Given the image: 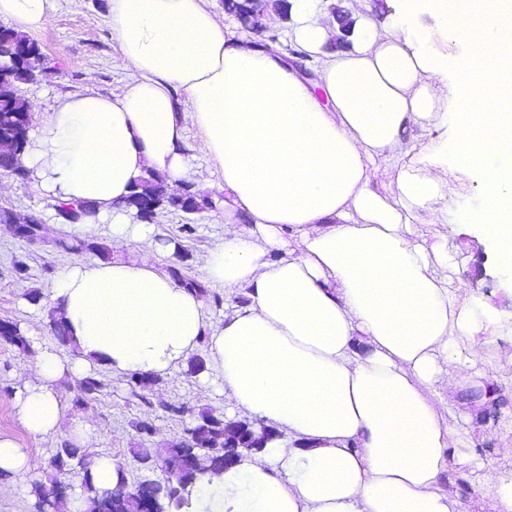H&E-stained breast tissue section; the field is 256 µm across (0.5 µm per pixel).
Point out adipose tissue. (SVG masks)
<instances>
[{
  "label": "adipose tissue",
  "instance_id": "ef3b65f1",
  "mask_svg": "<svg viewBox=\"0 0 512 512\" xmlns=\"http://www.w3.org/2000/svg\"><path fill=\"white\" fill-rule=\"evenodd\" d=\"M109 2L135 80L61 100L22 162L47 196L95 207L78 236L106 220L115 248L149 243L153 225L124 201L148 174L171 186L190 176L188 112L224 182V239L200 263L247 302L216 324L149 259L65 264L51 300L76 349H37L15 389L19 426L90 447L61 380L98 365L164 375L205 337L230 410L281 436L206 471L179 512H470L446 486L451 464L470 461L469 417L442 393L489 401L474 366L501 316L451 275L447 239L416 226L447 223L449 171L478 173L484 204L465 221L512 268V0H443L437 35L464 43L453 72L410 5L381 24L361 18L342 48L320 0H288V39L318 62L309 73L209 0ZM55 11V0H0L21 32ZM413 130L438 137L419 150ZM382 162L398 169L385 194L372 187Z\"/></svg>",
  "mask_w": 512,
  "mask_h": 512
}]
</instances>
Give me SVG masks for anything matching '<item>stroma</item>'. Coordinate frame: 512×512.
Returning a JSON list of instances; mask_svg holds the SVG:
<instances>
[{
  "label": "stroma",
  "mask_w": 512,
  "mask_h": 512,
  "mask_svg": "<svg viewBox=\"0 0 512 512\" xmlns=\"http://www.w3.org/2000/svg\"><path fill=\"white\" fill-rule=\"evenodd\" d=\"M56 4L53 24L31 35L47 57V68L37 81L18 86L19 94L29 104L30 126L34 129L61 99L85 92L109 97L121 93L134 78L133 71L116 65L119 46L108 22V0H82L77 6L71 0H56ZM7 181L10 188L0 193V210L19 217L39 214L46 228L38 239L28 242L17 237L9 225L0 226V321L18 325L24 335L34 337L36 345L53 349L57 342L50 330L49 314L57 273L64 264L89 262L93 256L60 247V240L70 238L71 232L57 215L56 200L44 196L32 180L11 175ZM210 196L214 208L196 214L160 212L153 221L156 232L152 246L139 244L114 250L105 224L98 226L92 239L107 247L109 258L132 262L147 254L155 269L167 273L175 268L182 276L205 285L203 301L217 322L245 304L247 298L242 291L210 283L198 262L199 255L224 239L222 182H214ZM482 203L475 179H465L459 197L451 205L448 223L423 224L419 230L429 238H447L460 276L469 280L475 297L496 307L503 319L502 328L489 338L477 360L478 367H494L495 384L492 400L476 411L469 426L468 453L474 462L452 465L448 473L449 490L466 499L471 512H498L497 495L482 486L476 465L482 462L497 467L503 475L512 474V458L504 454L505 449L512 448V269L495 262L497 243L482 226L462 221L463 214ZM18 263L26 265L25 276H16L14 266ZM29 293L40 294L41 305L24 303L22 297ZM32 365L29 356L0 341V437L13 439L32 462L30 470L16 477L15 491L0 498V512H30V486L43 478L57 442L53 436L33 438L15 421L12 393L17 376ZM186 370V365H178L142 389L132 386L128 377L101 366L93 369L92 375L104 388L84 405L74 404L78 378L60 381L58 393L70 418L88 422L92 436L89 455L104 454L121 462L133 484L143 476L134 449L170 447L183 438L185 428L199 411L225 410L216 371L210 368L190 377ZM172 407L184 408V415H169ZM139 422L152 423L155 433L138 432L135 425Z\"/></svg>",
  "instance_id": "1"
}]
</instances>
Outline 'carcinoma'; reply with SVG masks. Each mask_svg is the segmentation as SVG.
<instances>
[{
  "instance_id": "obj_1",
  "label": "carcinoma",
  "mask_w": 512,
  "mask_h": 512,
  "mask_svg": "<svg viewBox=\"0 0 512 512\" xmlns=\"http://www.w3.org/2000/svg\"><path fill=\"white\" fill-rule=\"evenodd\" d=\"M224 10L233 15L242 28L258 37V44H266L259 17L270 5V0H222ZM46 57L39 45L10 26L0 25V144L7 150L0 153V166L9 169L15 176L27 179V170L19 156L28 140L29 107L27 101L17 93V84L28 83L44 69ZM211 198L201 196L184 185L179 189L168 186L162 178L150 175L132 186L125 200V207L144 223L153 221L160 210H176L186 214L211 209ZM94 207L86 204L60 203L57 214L75 223L92 214ZM42 218L37 214L28 216L23 224L14 228L16 236L27 241L39 237ZM51 332L62 346L72 344L67 325L60 313L51 316ZM0 340L14 346L22 353L34 354L31 343L20 328L10 322L0 325ZM103 384L88 376L82 378L75 402L83 403L94 397ZM186 438L167 449L161 456L154 448H142L137 460L144 470L155 472L165 466L172 471L161 478L145 477L137 483L128 484L127 477L115 488H101L93 483L84 463L85 449L72 438L62 441L49 459L48 482L31 484L33 512H62L68 502V480L81 477L78 489L81 497L89 503L88 512H153L181 505V490L194 483L204 472L199 461L208 460L213 469L224 468V459H234L253 451V440L247 438L242 422L229 421L224 415L212 410H203L185 430Z\"/></svg>"
}]
</instances>
